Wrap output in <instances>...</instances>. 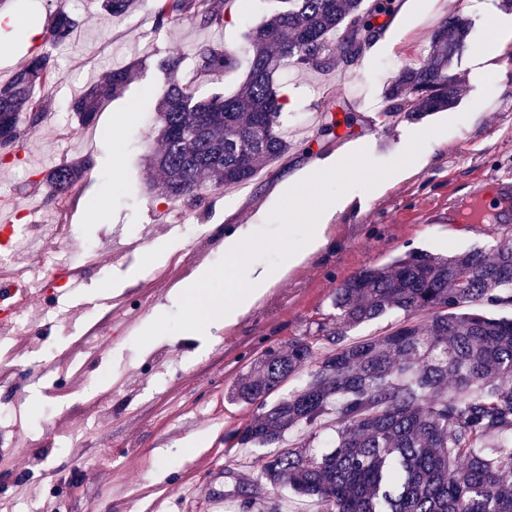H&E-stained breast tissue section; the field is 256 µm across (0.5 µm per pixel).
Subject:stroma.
Wrapping results in <instances>:
<instances>
[{
    "mask_svg": "<svg viewBox=\"0 0 512 512\" xmlns=\"http://www.w3.org/2000/svg\"><path fill=\"white\" fill-rule=\"evenodd\" d=\"M272 5L273 0H224L223 24L209 27L188 17L157 25L148 4L114 18L101 11L98 0H0V17L15 22L0 33V83L28 60L32 48L44 46V28L57 11L78 22L68 41L51 49L59 77L37 91L49 101L47 112L39 121H24L15 148L0 149V204L30 217L32 241L42 249L54 246L56 262L85 269L81 280L52 287L26 307V323L50 328L47 352H25L23 336L0 343V364L7 367L73 353L62 380L50 375L31 380L16 396L0 389V407L12 410L10 419L0 418V437L27 445L13 461L0 462L4 502L44 499L56 512H99L91 488L103 483L112 494V512H269L273 506L279 512H317L312 500L255 483L273 451L236 445L233 431L257 410L228 401V388L266 350L285 347L289 340L313 337L319 353L331 351L322 334L335 314L332 299L357 272L385 266L411 249L490 254L512 244V211L496 224L448 219L449 204L464 208L490 175L512 179V81L472 64L474 53L494 38V12L512 17V7L503 0H412L391 29L353 62L330 72L284 71L278 88L293 97L288 110L292 149L262 164L244 189H209L198 206L173 203L161 190L141 188L145 161L159 148L154 96L163 82L153 71L137 73L127 93L106 105L89 126H78L72 118L69 105L87 83L157 51L182 56L180 79L197 84L191 53L205 43L233 52L237 65L210 83L197 84L199 92L213 87L234 92L248 68L243 29L264 20ZM459 13L471 19L472 29L466 52L451 68L464 84L458 103L416 121H395L385 112L386 85L403 68L422 63L432 31ZM132 104L135 119L113 126V116ZM116 142L123 151L118 162L112 153ZM352 147L358 153L345 172L316 186L321 197L351 198L336 214L322 251L291 269L236 325L205 341L190 339L182 309L170 306L153 348L139 354L147 341L146 322L159 303L151 284L168 291L193 272L183 263L188 225H203L220 239L252 226L248 264L278 267L285 248L301 243L310 229L309 221L290 220L274 205L283 183L314 167L316 158ZM85 156L93 158L94 167L66 204L47 202L37 183L40 164ZM403 164L412 165L413 174L399 176ZM115 175L121 183L107 201L111 223H89L93 191ZM61 222L71 225L74 248L49 233V225ZM108 236L131 245V252L113 259L103 247ZM90 244L95 247L91 254L85 251ZM128 269L137 270L139 279L123 293L140 294V310L132 311L130 324L113 323L110 346L86 351L81 337L111 313L113 276ZM83 300L89 306L72 331L54 322V304ZM96 393L112 419L93 430L82 406ZM36 456L50 459V474L37 478L11 467Z\"/></svg>",
    "mask_w": 512,
    "mask_h": 512,
    "instance_id": "stroma-1",
    "label": "stroma"
}]
</instances>
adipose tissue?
Here are the masks:
<instances>
[{
  "mask_svg": "<svg viewBox=\"0 0 512 512\" xmlns=\"http://www.w3.org/2000/svg\"><path fill=\"white\" fill-rule=\"evenodd\" d=\"M309 181L307 174L291 177L294 188L287 201L297 211L313 209L316 222L301 245L289 248L283 264L275 269L256 268L246 265L244 245L252 236L251 228H243L237 237L228 239L224 245L225 267L221 270L203 268L193 278L183 282L170 296L173 304L181 306L192 329L199 335L211 330L226 329L235 325L269 289L292 268L317 253L328 241L330 223L336 214L346 208L348 198L336 200L318 199L305 196L303 189ZM224 281L221 296L210 291L213 281Z\"/></svg>",
  "mask_w": 512,
  "mask_h": 512,
  "instance_id": "adipose-tissue-1",
  "label": "adipose tissue"
}]
</instances>
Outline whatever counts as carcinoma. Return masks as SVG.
<instances>
[{
    "label": "carcinoma",
    "mask_w": 512,
    "mask_h": 512,
    "mask_svg": "<svg viewBox=\"0 0 512 512\" xmlns=\"http://www.w3.org/2000/svg\"><path fill=\"white\" fill-rule=\"evenodd\" d=\"M142 0H101L114 17ZM397 0H282V7L245 39L249 69L239 89L201 94L178 77L169 54L104 73L71 104L78 124L92 122L122 96L135 71L151 67L164 78L155 111L160 149L150 157L146 183L171 200L200 204L209 187L254 179L260 161L291 148L281 119L277 77L285 69H336L370 47ZM157 23L184 16L206 25L224 18L223 0H155ZM75 26L64 11L46 25L51 44ZM471 29L457 15L431 35V51L404 68L385 90L387 113L405 120L454 107L462 82L448 74ZM196 80L207 82L235 65L215 45L193 52ZM58 71L49 52L34 55L0 85V146L21 139L24 119L48 110L34 90ZM93 167L89 157L46 172L48 198L64 201ZM512 304V245L493 257L480 251L441 255L411 250L384 267L345 280L333 297L337 314L326 329L331 352L315 356L312 341L293 339L270 349L231 386L226 397L255 405L258 414L233 433L241 448H278L257 479L320 505V512H512V318L472 311L475 303ZM400 321L388 334L344 342L348 330L388 314ZM307 380L270 400L289 378Z\"/></svg>",
    "instance_id": "cac0c4a2"
}]
</instances>
